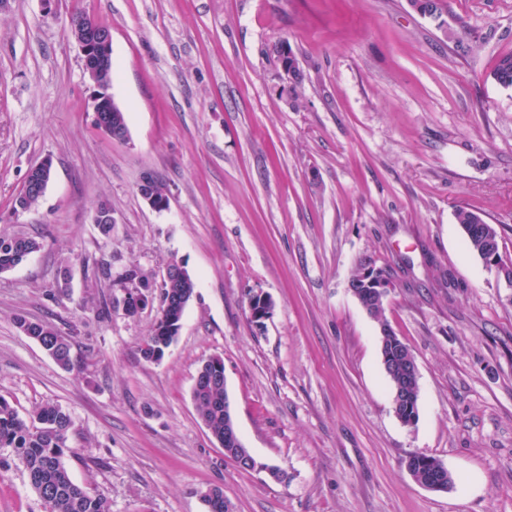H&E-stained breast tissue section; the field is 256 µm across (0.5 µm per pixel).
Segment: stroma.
Returning <instances> with one entry per match:
<instances>
[{
    "mask_svg": "<svg viewBox=\"0 0 512 512\" xmlns=\"http://www.w3.org/2000/svg\"><path fill=\"white\" fill-rule=\"evenodd\" d=\"M112 32L113 100L128 137L95 122L69 20ZM304 76L295 108L273 50ZM512 0H7L0 6V235L41 248L0 273V397L73 420L68 467L110 512H512ZM39 205L14 203L44 157ZM152 176L171 197L152 210ZM108 204L111 236L92 222ZM500 233L502 268L465 244L458 207ZM389 270L386 325L349 290L363 260ZM161 280L176 261L195 290L158 362L140 345L158 303L100 319L90 262ZM273 302L263 327L255 292ZM51 323L82 361L61 368L16 325ZM413 353L419 421L393 411L383 329ZM224 380L251 470L197 415L204 361ZM440 460L433 492L405 467ZM0 448V512H45ZM280 469L273 477L272 469ZM428 459V457L422 456L418 453L411 454L406 462V468L410 472V475L417 481L418 483H432L431 488H427L432 491H445L448 490L449 483L448 477L450 472L448 469H443L442 477H438L432 474L427 465L424 463V460ZM441 480L443 485H447L448 487L443 486L442 484H434L437 480Z\"/></svg>",
    "mask_w": 512,
    "mask_h": 512,
    "instance_id": "1",
    "label": "stroma"
}]
</instances>
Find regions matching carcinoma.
Wrapping results in <instances>:
<instances>
[{"instance_id":"1","label":"carcinoma","mask_w":512,"mask_h":512,"mask_svg":"<svg viewBox=\"0 0 512 512\" xmlns=\"http://www.w3.org/2000/svg\"><path fill=\"white\" fill-rule=\"evenodd\" d=\"M420 14L438 16L444 8V0H409ZM492 79L504 87H512V53L501 56L491 72ZM294 105L302 104L306 96L304 77L299 68H294L290 89ZM41 247L33 237L0 235V272L10 270L24 262ZM118 284L125 297L102 296L96 310L98 317L107 319L112 311L126 307L127 315L136 314L133 295L137 289H147L152 284L141 270L132 266L119 277ZM194 282L190 275L177 278L173 283L160 286V310L168 313L177 311L183 296H192ZM18 328L35 340L64 369H71L77 363L73 356L72 343L53 326L45 322L16 318ZM173 337L153 336L152 343L141 346L140 351L148 361H161ZM408 351L393 348L392 360L397 369L388 377L390 388L398 387L409 399L411 410L398 418L405 425L419 416V380L406 364ZM224 360L213 357L200 368L192 396L197 414L213 437L224 442V406L227 394L224 390ZM73 427L70 414L55 404H44L23 418L4 398H0V448L11 450L12 459L26 474L32 492L46 507V512H110L106 497L85 484L77 483L66 465V457L73 455L68 437ZM425 457L414 453L406 462V468L415 481L448 484V471L442 476L432 474L424 463ZM201 499L207 505V512H224V491L218 486L201 492Z\"/></svg>"}]
</instances>
